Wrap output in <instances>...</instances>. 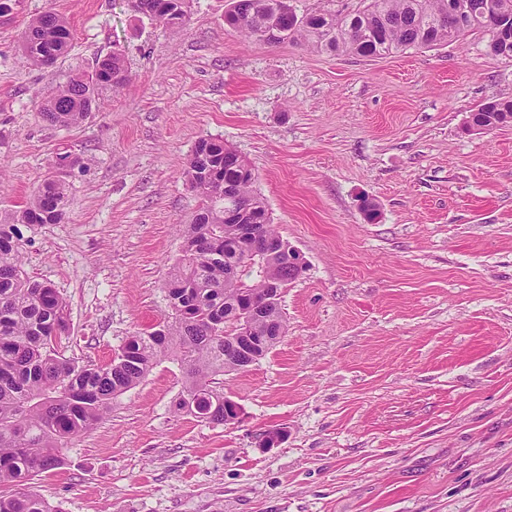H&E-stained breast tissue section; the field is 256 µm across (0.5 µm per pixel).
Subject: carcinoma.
Masks as SVG:
<instances>
[{
  "label": "carcinoma",
  "mask_w": 512,
  "mask_h": 512,
  "mask_svg": "<svg viewBox=\"0 0 512 512\" xmlns=\"http://www.w3.org/2000/svg\"><path fill=\"white\" fill-rule=\"evenodd\" d=\"M342 15L315 13L297 19L290 0H234L224 14L227 26L246 37L265 27L286 31L280 41L304 40L330 53L363 57L448 43L443 16L451 0H362ZM472 28L464 37L487 35L485 22L512 19V0H468ZM143 15L168 24L177 12L185 27L190 0H136ZM72 32L67 19L53 12L33 18L22 48L36 66L53 63L67 52ZM117 53L95 59L91 70L71 74L41 105L51 124L70 128L89 118L103 91L128 81ZM198 210L179 225L181 255L169 271L167 298L171 314L149 331L128 337L102 365L79 364L63 356L70 336L66 301L51 285L35 281L23 269V232L62 222L68 204L66 183L44 179L8 220H0V512H56L28 491L31 481L64 464L69 442L89 430L111 409L112 400L145 378L163 358L176 360L183 386L173 413L212 425L228 424L224 391L215 377L236 370L239 353L224 342V317H233L249 295H280L295 280L281 248L287 245L272 224L255 177L246 161L219 140L198 142L185 169ZM236 202L260 220L264 245L250 262L239 265L243 244L233 224L224 222V202Z\"/></svg>",
  "instance_id": "obj_1"
}]
</instances>
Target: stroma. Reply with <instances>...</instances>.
Listing matches in <instances>:
<instances>
[{"instance_id":"obj_1","label":"stroma","mask_w":512,"mask_h":512,"mask_svg":"<svg viewBox=\"0 0 512 512\" xmlns=\"http://www.w3.org/2000/svg\"><path fill=\"white\" fill-rule=\"evenodd\" d=\"M231 3L192 0L176 31L127 0H12L0 16V215L54 153L79 159L63 222L22 258L68 304L66 357L107 362L170 315L202 139L243 157L306 262L282 293L285 334L215 379L239 421L174 417L182 371L163 360L31 491L60 512H512V124L464 129L512 93V61L479 34L380 57L246 39L224 24ZM47 11L72 39L38 68L22 34ZM115 51L130 81L81 125L47 123L42 101Z\"/></svg>"}]
</instances>
